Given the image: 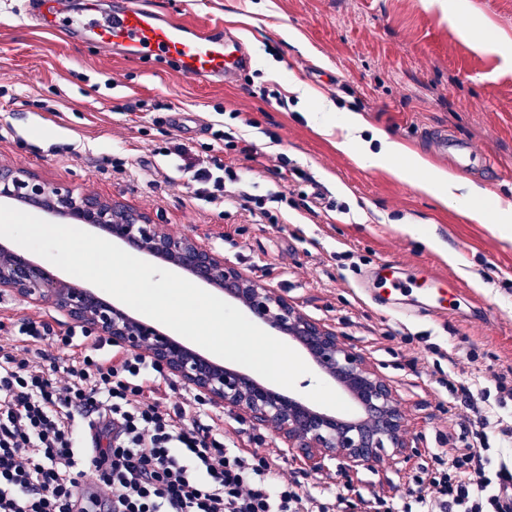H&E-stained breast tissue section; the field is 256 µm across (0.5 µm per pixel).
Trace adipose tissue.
Returning a JSON list of instances; mask_svg holds the SVG:
<instances>
[{"mask_svg":"<svg viewBox=\"0 0 512 512\" xmlns=\"http://www.w3.org/2000/svg\"><path fill=\"white\" fill-rule=\"evenodd\" d=\"M345 131L343 142L351 144L370 135L377 142V150H365L358 161L365 166H376L385 162L395 163L396 173L402 178L414 181L417 187L436 196L442 202H468L487 197L489 191L484 186L441 171L427 170L418 157H406L402 146L391 140L384 132L368 131L361 116L355 112L346 113L342 119Z\"/></svg>","mask_w":512,"mask_h":512,"instance_id":"1","label":"adipose tissue"}]
</instances>
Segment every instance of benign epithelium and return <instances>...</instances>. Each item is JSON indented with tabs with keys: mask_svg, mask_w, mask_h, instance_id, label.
Wrapping results in <instances>:
<instances>
[{
	"mask_svg": "<svg viewBox=\"0 0 512 512\" xmlns=\"http://www.w3.org/2000/svg\"><path fill=\"white\" fill-rule=\"evenodd\" d=\"M0 198L23 200L43 212L65 215L79 224L106 226L112 239L141 252L168 251L172 261L192 269L205 279L224 281V290L239 300L254 318L288 329L302 338L317 365L342 380L368 414L363 423L334 420L310 412L292 399L254 386L233 371L213 373L192 352L181 349L151 323L140 324L92 294L66 285H53L45 275L18 253L0 252V296L17 295L34 306L51 302L89 333L106 336L130 351H145L171 375L206 393L209 400L239 417L276 431L287 447L299 452L314 471L325 462L337 461L350 475L359 467L380 461L385 449L406 458L412 450L405 415L393 390L366 358L348 346L332 329L306 317L274 288L259 284L191 237L172 238L159 224L127 205L76 194L25 170L0 164Z\"/></svg>",
	"mask_w": 512,
	"mask_h": 512,
	"instance_id": "benign-epithelium-1",
	"label": "benign epithelium"
}]
</instances>
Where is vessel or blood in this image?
Listing matches in <instances>:
<instances>
[{"mask_svg":"<svg viewBox=\"0 0 512 512\" xmlns=\"http://www.w3.org/2000/svg\"><path fill=\"white\" fill-rule=\"evenodd\" d=\"M25 13L62 41L110 48L132 61L162 54L177 63L184 76L207 83L230 81L251 62L235 37L210 25L138 7L134 0H115L104 15L99 14L96 0H86L79 9L69 6L68 0H26ZM432 144L438 153L449 156L460 173L484 167V155L467 141L440 131Z\"/></svg>","mask_w":512,"mask_h":512,"instance_id":"vessel-or-blood-1","label":"vessel or blood"}]
</instances>
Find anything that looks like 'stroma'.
Listing matches in <instances>:
<instances>
[{
    "label": "stroma",
    "instance_id": "35a3bbf8",
    "mask_svg": "<svg viewBox=\"0 0 512 512\" xmlns=\"http://www.w3.org/2000/svg\"><path fill=\"white\" fill-rule=\"evenodd\" d=\"M141 2L194 23H223L251 55L250 69L232 84L198 82L162 58L142 64L61 42L28 24L24 0H0V162L123 202L171 236L194 237L335 330L393 389L413 447L407 459L387 453L348 475L333 461L313 471L272 429L219 407L208 415L241 447L282 449L312 492L331 487L371 501L408 496L436 454L468 438L454 384L481 375L494 405L495 376L512 368V223H477L467 203H438L392 165L361 166L353 152L337 149L338 123L343 113H358L445 172L447 160L419 134L447 129L500 171L474 178L491 192L481 202L486 213L512 204V0H465L466 11L452 19L426 0ZM475 23L481 48L462 35ZM294 82L306 99L289 93ZM276 89L286 92L287 108L271 98ZM322 97L335 106L327 136L304 117ZM225 127L259 144L265 131L275 132L272 153L311 176L300 185L267 158L251 162L252 194L290 192L272 219L194 199L190 172L170 157L183 144L193 157L234 164V152L212 136ZM113 156L123 159L122 169L108 165ZM317 191L325 203L308 212L302 196ZM388 258L399 261L407 288L430 274L461 289L460 308L439 319L415 306L401 318L373 303L361 284ZM24 317L61 333L71 324L54 304L0 299V327ZM323 384L331 398L315 395ZM291 395L333 415L354 405L316 366Z\"/></svg>",
    "mask_w": 512,
    "mask_h": 512
}]
</instances>
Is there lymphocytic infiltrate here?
Returning a JSON list of instances; mask_svg holds the SVG:
<instances>
[{
	"instance_id": "obj_1",
	"label": "lymphocytic infiltrate",
	"mask_w": 512,
	"mask_h": 512,
	"mask_svg": "<svg viewBox=\"0 0 512 512\" xmlns=\"http://www.w3.org/2000/svg\"><path fill=\"white\" fill-rule=\"evenodd\" d=\"M194 194L269 217L287 199L249 193L230 167H192ZM0 344V512H512V465L492 462L488 439L512 444V416L486 404L479 379L461 384L472 443L436 455L410 500L321 497L284 475L277 448L227 444L204 423L197 396L143 353H104L83 329L56 333L20 320ZM96 483L83 489L86 468Z\"/></svg>"
}]
</instances>
